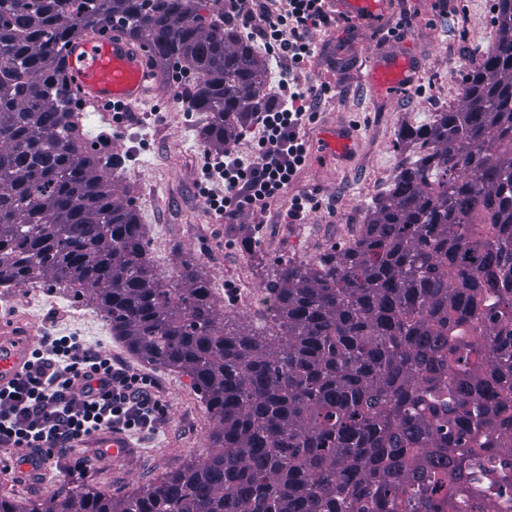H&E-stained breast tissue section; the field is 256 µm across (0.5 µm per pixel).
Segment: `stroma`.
<instances>
[{
    "mask_svg": "<svg viewBox=\"0 0 512 512\" xmlns=\"http://www.w3.org/2000/svg\"><path fill=\"white\" fill-rule=\"evenodd\" d=\"M389 21L411 16L414 25L400 41L385 38L380 24L333 20L312 30V57L288 73L301 87L321 91L314 120L302 129L305 167L282 201L244 211L226 222L209 212L199 185L204 170L218 160L202 132L204 112L185 103L167 106L170 91L185 93L195 80H156L145 101L123 123L96 113L92 132L102 133L107 148L119 156L112 184L132 199L148 242L149 256L164 275L187 256L198 259L218 297L220 312L247 317L260 326L264 313L261 285L274 264L316 261L332 248L358 236L365 208L382 195L407 157L399 133L430 122L435 113L458 107L463 99L461 65L497 39L491 22L495 0H388ZM406 51L417 65L411 86L395 96H380L362 79L370 50ZM349 126L355 141L340 160L320 156L317 129ZM305 193L318 200L301 219L286 216L287 202ZM0 320L32 329L35 335H74L124 361L133 372L154 381L166 405L158 433L135 439L127 457L99 459L92 470L78 467L79 455L55 456L33 472L9 462L0 451V496L42 502L59 487L85 484L120 497L149 485L186 461L210 450L213 424L188 376L142 361L114 338L95 304L61 297L47 288L20 286L0 294Z\"/></svg>",
    "mask_w": 512,
    "mask_h": 512,
    "instance_id": "obj_1",
    "label": "stroma"
}]
</instances>
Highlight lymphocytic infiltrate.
Masks as SVG:
<instances>
[{
	"label": "lymphocytic infiltrate",
	"mask_w": 512,
	"mask_h": 512,
	"mask_svg": "<svg viewBox=\"0 0 512 512\" xmlns=\"http://www.w3.org/2000/svg\"><path fill=\"white\" fill-rule=\"evenodd\" d=\"M325 0H286L265 29L271 55L297 67L309 58V30L329 25ZM311 104L306 91L279 81L270 106L254 113L257 151L248 158L225 149L224 158L208 166L207 179L224 183L210 205L225 219L276 201L306 163L299 136ZM165 406L150 379L131 372L110 355L85 346L75 336H39L26 371L0 389V447L18 460L40 467L54 452L87 444L96 435L154 430Z\"/></svg>",
	"instance_id": "f902f5d3"
}]
</instances>
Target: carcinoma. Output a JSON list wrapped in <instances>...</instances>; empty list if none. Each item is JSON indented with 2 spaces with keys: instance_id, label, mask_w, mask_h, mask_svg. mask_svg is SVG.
<instances>
[{
  "instance_id": "carcinoma-1",
  "label": "carcinoma",
  "mask_w": 512,
  "mask_h": 512,
  "mask_svg": "<svg viewBox=\"0 0 512 512\" xmlns=\"http://www.w3.org/2000/svg\"><path fill=\"white\" fill-rule=\"evenodd\" d=\"M215 0H0V287L87 298L142 360L191 377L211 450L115 498L81 487L0 512H512V0L462 103L403 131L418 146L359 235L275 266L253 329L217 309L197 261L150 262L119 160L82 123L65 62L119 30L191 71L221 148L265 71Z\"/></svg>"
}]
</instances>
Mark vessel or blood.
I'll list each match as a JSON object with an SVG mask.
<instances>
[{"label": "vessel or blood", "mask_w": 512, "mask_h": 512, "mask_svg": "<svg viewBox=\"0 0 512 512\" xmlns=\"http://www.w3.org/2000/svg\"><path fill=\"white\" fill-rule=\"evenodd\" d=\"M342 19L366 17L384 22L388 10L384 0H334ZM71 83L78 95L100 112L131 110L150 89L153 79L146 52L117 33H100L72 42L66 57ZM416 66L410 56L371 53L366 62L365 82L383 96L397 94L413 79ZM321 152L345 154L353 143L351 130L329 125L318 133ZM31 331L0 322V388L7 386L23 369Z\"/></svg>", "instance_id": "vessel-or-blood-1"}]
</instances>
